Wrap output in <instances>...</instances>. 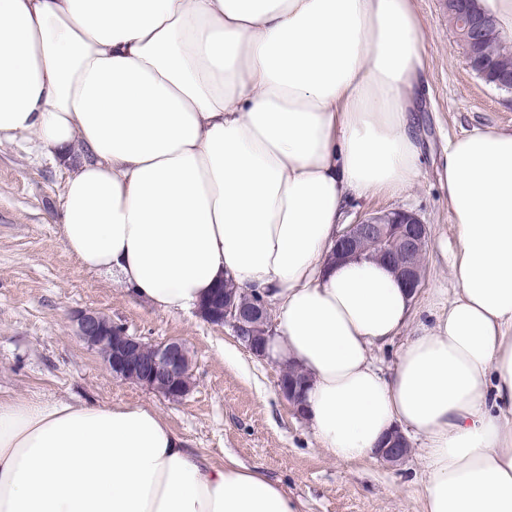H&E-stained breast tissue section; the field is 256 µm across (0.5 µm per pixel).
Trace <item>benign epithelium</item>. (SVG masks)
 I'll return each instance as SVG.
<instances>
[{
  "label": "benign epithelium",
  "instance_id": "7a95c632",
  "mask_svg": "<svg viewBox=\"0 0 512 512\" xmlns=\"http://www.w3.org/2000/svg\"><path fill=\"white\" fill-rule=\"evenodd\" d=\"M486 25L484 16L475 11L465 12L458 22L459 38L465 48L466 58H471ZM429 229L413 213L393 209L363 217L355 224H349L336 233L335 250L332 257L338 260H362L369 254L367 246H372V256L388 263L395 256L402 261L393 266L410 296H417L425 275L424 258L428 243ZM272 303L269 297L262 296L249 310H241L231 303L224 304V318L217 325L230 326L236 336L253 352L261 357L268 355V349L255 348L250 339L253 320L259 318L272 322ZM77 334L91 349L100 353L107 368L114 377L145 385L159 390L170 400L179 401L189 392L184 385L189 375L190 361L186 344L180 340H169L149 347V358L143 367L134 369L128 362V355L144 349L145 343L126 330L118 332V337L105 330L101 315L95 310H83L74 315ZM411 453L409 439L395 430L380 446L378 461L397 466Z\"/></svg>",
  "mask_w": 512,
  "mask_h": 512
}]
</instances>
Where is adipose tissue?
<instances>
[{
  "label": "adipose tissue",
  "instance_id": "obj_1",
  "mask_svg": "<svg viewBox=\"0 0 512 512\" xmlns=\"http://www.w3.org/2000/svg\"><path fill=\"white\" fill-rule=\"evenodd\" d=\"M414 0H0V143L66 160V249L163 313L270 292L328 455L423 438V512H512V130L447 145L458 289L429 318L388 265L336 264L346 208L420 175ZM416 329L391 374L373 361ZM0 512H298L156 410L0 401Z\"/></svg>",
  "mask_w": 512,
  "mask_h": 512
}]
</instances>
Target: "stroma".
I'll list each match as a JSON object with an SVG mask.
<instances>
[{"label":"stroma","mask_w":512,"mask_h":512,"mask_svg":"<svg viewBox=\"0 0 512 512\" xmlns=\"http://www.w3.org/2000/svg\"><path fill=\"white\" fill-rule=\"evenodd\" d=\"M415 7L425 24L420 176L398 196L358 200L346 221L405 209L428 225L425 277L413 302L423 309L432 289L456 288L447 261L454 229L441 188L443 147L477 130H512V95L469 69L443 0H415ZM67 175L65 162L30 136L0 145L1 401L35 396L151 407L188 448L219 463L230 455L262 472L297 501L299 512H421L422 438L412 439L409 458L395 467L329 459L309 422L279 394L282 367L275 359L253 355L231 328L197 313L168 314L137 301L111 275L87 269L69 253L57 218ZM85 309L147 343L184 341L191 359L188 395L174 402L114 378L76 332L73 316Z\"/></svg>","instance_id":"35a3bbf8"}]
</instances>
